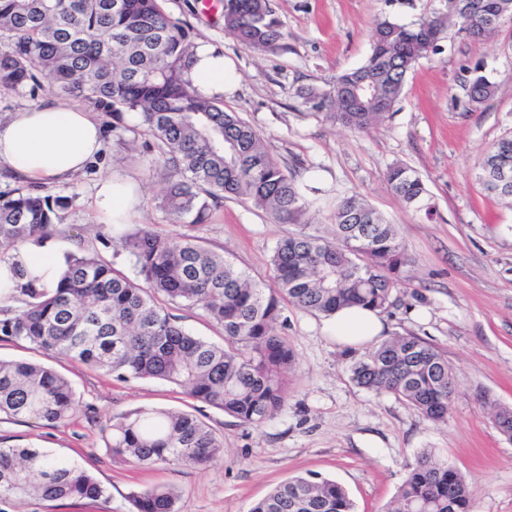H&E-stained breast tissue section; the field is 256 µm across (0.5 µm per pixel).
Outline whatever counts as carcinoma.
Listing matches in <instances>:
<instances>
[{
	"instance_id": "obj_1",
	"label": "carcinoma",
	"mask_w": 512,
	"mask_h": 512,
	"mask_svg": "<svg viewBox=\"0 0 512 512\" xmlns=\"http://www.w3.org/2000/svg\"><path fill=\"white\" fill-rule=\"evenodd\" d=\"M507 21L512 0H456L448 12L415 26L378 20L372 49L359 67L327 89L301 87L297 96L314 114L356 132L392 115L409 73L439 47L418 36L427 27L480 45ZM224 29L254 50L287 48L269 0H224ZM196 43L190 28L165 11L162 0H0V95L29 89L89 103L112 116L121 136L123 115L134 114L154 140L168 184L163 206L175 221L195 227L232 199L250 203L281 224H302L309 201L298 171L287 169L264 138L217 97L199 94L190 79ZM464 85L468 110L492 98L497 85L477 66ZM512 132L497 140L479 165L478 180L512 203ZM406 205L430 211L421 175L402 163L385 175ZM71 198L29 187L0 193V249L56 231ZM333 240L301 231L279 240L271 256L278 288H266L224 253L184 233L162 235L132 224L112 246L133 261L140 279L112 268L100 253H71L53 288L34 277L0 298V340L21 342L102 370L117 380L155 378L257 429L277 416L288 393L293 352L276 332L282 304L331 316L359 305L391 314L411 258L389 223L362 198L336 206ZM197 308L224 329V344L178 324L174 308ZM360 386L393 394L429 420H445L454 376L445 354L413 335L393 336L368 349L351 367ZM95 409L76 396L65 376L27 360H0V415L66 425ZM512 441V407L494 414ZM102 430L112 456L138 467L201 466L223 454L224 443L188 412L141 407L112 415ZM57 507L108 501L86 469L39 448L0 446V512L25 498ZM134 512H176V494L157 486L130 496ZM249 512H355L339 483L311 474L275 486ZM388 512H472L465 478L431 450L407 465Z\"/></svg>"
}]
</instances>
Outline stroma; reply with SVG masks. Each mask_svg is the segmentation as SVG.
<instances>
[{"mask_svg":"<svg viewBox=\"0 0 512 512\" xmlns=\"http://www.w3.org/2000/svg\"><path fill=\"white\" fill-rule=\"evenodd\" d=\"M224 0H164L197 42L229 60L237 82L225 108L240 112L271 144L285 166H297L311 201L307 229L329 235L337 203L364 196L391 223L412 259L387 335H415L440 347L455 375L445 421L433 422L387 392L363 388L351 366L361 349L336 343L323 317L285 306L277 331L293 350L282 411L258 429L192 400L167 382H122L52 354L0 341V359H30L65 374L77 397L92 404L97 422L79 417L53 427L0 416V444L40 448L91 471L108 502L83 500L59 512H130L129 496L157 485L173 488L177 512H248L279 483L308 472L342 484L356 512H383L402 484L405 465L431 448L467 480L473 512H512V442L496 430L497 407L512 406V209L487 195L475 179L491 145L512 130V24L477 46L449 36L440 53L411 71L401 101L377 129L356 133L323 121L302 105V86L328 87L360 66L371 51L370 32L382 17L408 24L448 8V0H270L288 34L287 49L254 52L224 30ZM484 64L498 90L467 111L462 85ZM121 136L105 134L104 150L83 175L44 194L72 197L52 237L64 253L100 252L129 278L137 271L119 248L115 224L98 223L95 183L121 173L139 187L135 223L174 236L184 233L162 205L165 189L158 148L149 147L137 117L125 114ZM396 162L425 180L432 214L408 207L387 187ZM251 205L227 200L194 228L256 281L273 285L272 251L297 232ZM138 407L190 412L224 439V454L198 468L133 466L106 448L102 424Z\"/></svg>","mask_w":512,"mask_h":512,"instance_id":"stroma-1","label":"stroma"}]
</instances>
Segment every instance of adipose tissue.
<instances>
[{
    "label": "adipose tissue",
    "mask_w": 512,
    "mask_h": 512,
    "mask_svg": "<svg viewBox=\"0 0 512 512\" xmlns=\"http://www.w3.org/2000/svg\"><path fill=\"white\" fill-rule=\"evenodd\" d=\"M191 79L198 92L208 97L233 89L229 63L204 43L195 49ZM102 148L98 120L81 107L36 106L0 122V167L34 182L64 183L81 174ZM139 203L137 186L127 177L114 175L96 186L94 210L102 223H128ZM65 261V254L49 241L36 250L19 246L14 262H0V288L16 286L13 269L17 266L28 276L38 277L40 285L55 287ZM326 329L339 344L359 347L376 340L384 324L377 312L352 307L329 317Z\"/></svg>",
    "instance_id": "obj_1"
}]
</instances>
